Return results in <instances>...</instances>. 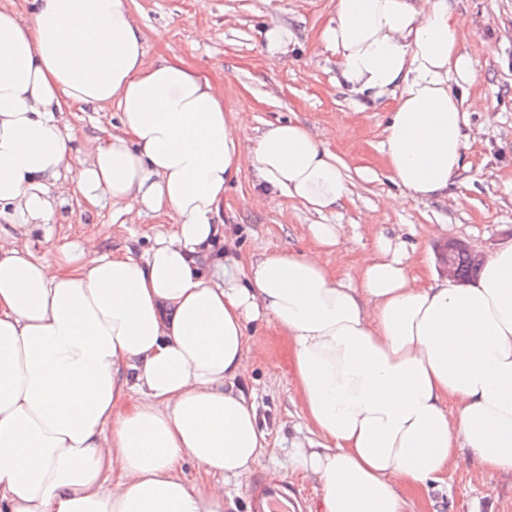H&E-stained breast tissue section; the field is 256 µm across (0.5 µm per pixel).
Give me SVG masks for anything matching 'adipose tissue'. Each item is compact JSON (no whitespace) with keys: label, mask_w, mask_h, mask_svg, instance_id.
Here are the masks:
<instances>
[{"label":"adipose tissue","mask_w":512,"mask_h":512,"mask_svg":"<svg viewBox=\"0 0 512 512\" xmlns=\"http://www.w3.org/2000/svg\"><path fill=\"white\" fill-rule=\"evenodd\" d=\"M463 28L456 0H337L318 32L338 85L392 97L382 152L405 196L446 195L464 114L485 107ZM75 106L116 107V132L75 151ZM249 118L183 60L149 58L126 0H0V208L53 223L50 188L71 174L127 223L172 219L139 256L0 238V512H227L226 484L271 453L240 383L258 321L285 336L321 439L286 464L319 484L317 512H410L465 454L512 474V246L466 285L413 274L415 246L383 235L338 275L322 259L338 224L309 225L303 252L216 261L244 167L319 214L351 193L309 128L246 140Z\"/></svg>","instance_id":"ef3b65f1"}]
</instances>
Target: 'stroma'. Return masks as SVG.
<instances>
[{"mask_svg":"<svg viewBox=\"0 0 512 512\" xmlns=\"http://www.w3.org/2000/svg\"><path fill=\"white\" fill-rule=\"evenodd\" d=\"M144 36L149 57L177 56L222 86L224 105L251 106L244 137L265 123L294 121L317 132L344 162L352 194L336 210L319 215L286 198L269 200L251 171L224 191L219 221L232 239V250L216 244L215 258L225 253L248 259L262 253L308 247L311 224L343 227L340 252L323 259L339 273L349 271L374 247L375 236L403 234L419 252L434 255L451 238L492 254L512 244V0H458L465 20L462 48L477 63L476 92L487 108L468 115L469 147L465 166L447 196L428 200L402 197L382 155L388 106L364 107L335 85L336 57L317 40L321 27L335 15L336 0H126ZM288 27L292 38L281 60L269 66L264 29L269 22ZM74 147L106 137L118 117L115 109L69 113ZM58 203L53 224L32 225L28 240L38 254L93 236L104 250L143 254L169 217L145 215L123 223L111 204L87 205L74 177L52 186ZM249 333L263 352L251 358L242 385L255 395L260 422L272 447L242 483L228 488L231 512H250V493L258 482L283 480L300 491L310 512L319 485L281 466L309 431L294 390L288 344L272 324L256 322ZM414 512H512V475L486 472L476 460L449 468L444 482L414 498Z\"/></svg>","mask_w":512,"mask_h":512,"instance_id":"obj_1","label":"stroma"}]
</instances>
